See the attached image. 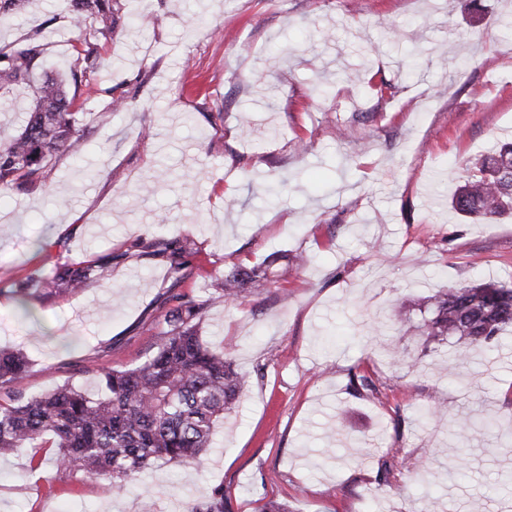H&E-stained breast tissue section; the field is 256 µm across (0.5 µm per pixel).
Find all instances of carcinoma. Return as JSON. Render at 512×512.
I'll list each match as a JSON object with an SVG mask.
<instances>
[{
	"label": "carcinoma",
	"instance_id": "1",
	"mask_svg": "<svg viewBox=\"0 0 512 512\" xmlns=\"http://www.w3.org/2000/svg\"><path fill=\"white\" fill-rule=\"evenodd\" d=\"M75 25L92 21L106 38L137 23L125 14L122 0H63ZM77 59L84 69L98 66L97 44L77 39ZM45 53L40 32L0 45V92L22 87L30 108L21 132L0 142V188L37 185L58 152L78 141L81 113L73 109L74 89L58 78L39 75ZM450 204L459 214L479 220L512 216V143H504L477 163V172L454 191ZM169 259L172 283L153 309L163 331L155 350L133 368L99 370L105 394L65 385L52 393L0 403V452L15 448H54L59 472L87 480L108 479L122 491L138 474L164 461L184 466L210 447L217 421L231 412L250 376L234 367L230 353H216L198 334L206 303L182 291L194 270L198 250L188 238L158 239ZM112 254L73 264L58 262L50 274L13 289L24 314L28 301L41 303L78 293L88 282L112 269ZM271 257L260 265L232 264L224 270L212 303L235 305L249 288L268 279ZM428 317L415 327L418 335L438 343L449 336L466 348L487 344L512 328V283L484 282L441 290L423 301ZM29 361L26 354L0 348V389L19 392ZM355 392L376 391L370 377L349 373ZM191 512H231L224 488L202 493Z\"/></svg>",
	"mask_w": 512,
	"mask_h": 512
}]
</instances>
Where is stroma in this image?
Listing matches in <instances>:
<instances>
[{
	"label": "stroma",
	"mask_w": 512,
	"mask_h": 512,
	"mask_svg": "<svg viewBox=\"0 0 512 512\" xmlns=\"http://www.w3.org/2000/svg\"><path fill=\"white\" fill-rule=\"evenodd\" d=\"M61 4L31 0L0 23V44L41 32L45 72L69 73L94 28ZM126 8L142 21L97 39L78 142L44 184L0 189V346L31 361L23 397L94 391L100 368L144 360L159 333L147 312L171 278L162 258L121 259L134 244L193 240L202 271L187 291L200 299L230 263L310 261L205 311L203 341L233 344L252 383L196 464H157L118 493L60 475L54 449L23 448L0 455V512H189L218 485L231 512L266 499L289 512H512V332L457 362L454 344L396 324L439 290L512 282V219L450 207L472 162L512 139V0ZM384 82L395 96H380ZM111 251L107 278L22 317L18 280ZM354 367L377 396L349 389Z\"/></svg>",
	"instance_id": "1"
}]
</instances>
